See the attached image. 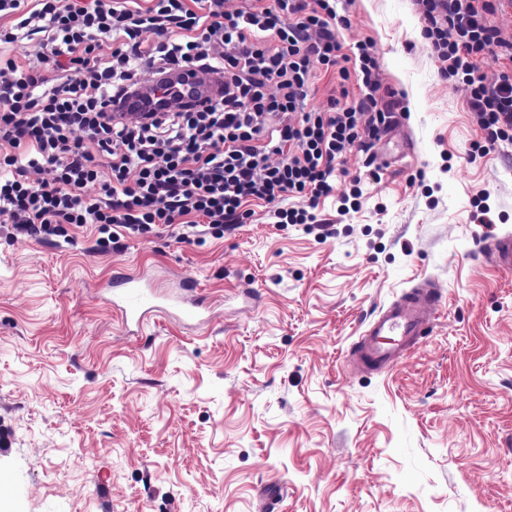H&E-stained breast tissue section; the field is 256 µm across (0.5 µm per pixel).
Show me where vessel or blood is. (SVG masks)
<instances>
[{
  "instance_id": "b4317fda",
  "label": "vessel or blood",
  "mask_w": 512,
  "mask_h": 512,
  "mask_svg": "<svg viewBox=\"0 0 512 512\" xmlns=\"http://www.w3.org/2000/svg\"><path fill=\"white\" fill-rule=\"evenodd\" d=\"M223 93V74L184 68L138 85L119 103L118 109L122 112L143 111L144 99L148 96L153 98L159 112L176 103L198 107L220 98ZM479 240L483 249L492 255L496 270L512 271L511 231L483 233ZM112 288V303L120 308L124 325L143 327L151 308L139 278L120 276L114 279ZM440 303L435 289L415 288L380 308L356 344L354 367L384 373L393 371L405 354L418 345L420 338L432 330Z\"/></svg>"
}]
</instances>
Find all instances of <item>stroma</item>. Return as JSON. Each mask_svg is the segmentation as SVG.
I'll use <instances>...</instances> for the list:
<instances>
[{"label":"stroma","mask_w":512,"mask_h":512,"mask_svg":"<svg viewBox=\"0 0 512 512\" xmlns=\"http://www.w3.org/2000/svg\"><path fill=\"white\" fill-rule=\"evenodd\" d=\"M388 127L348 152L317 222L262 202L223 236L0 227V512H512V273L476 240L512 230V144L484 152L417 0H351ZM360 95L316 69L307 105ZM359 178V208L340 198ZM121 273L206 296L128 334ZM434 330L388 374L347 358L379 307L421 284Z\"/></svg>","instance_id":"obj_1"}]
</instances>
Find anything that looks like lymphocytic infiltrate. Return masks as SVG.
I'll return each instance as SVG.
<instances>
[{"instance_id": "1", "label": "lymphocytic infiltrate", "mask_w": 512, "mask_h": 512, "mask_svg": "<svg viewBox=\"0 0 512 512\" xmlns=\"http://www.w3.org/2000/svg\"><path fill=\"white\" fill-rule=\"evenodd\" d=\"M336 2L228 11L224 0H0V18L17 19L0 45L47 35L31 60L0 53V223L44 239L78 224L143 234L193 215L219 235L253 200L272 218L315 223L342 156L387 119L368 45L342 52ZM418 2L442 73L468 86L485 148L496 149L512 139V72L483 66L512 59V37L488 20L497 0ZM188 66L223 72V97L132 124L114 116L140 70ZM319 67L357 74L360 98L307 109ZM44 168L52 179H29Z\"/></svg>"}]
</instances>
